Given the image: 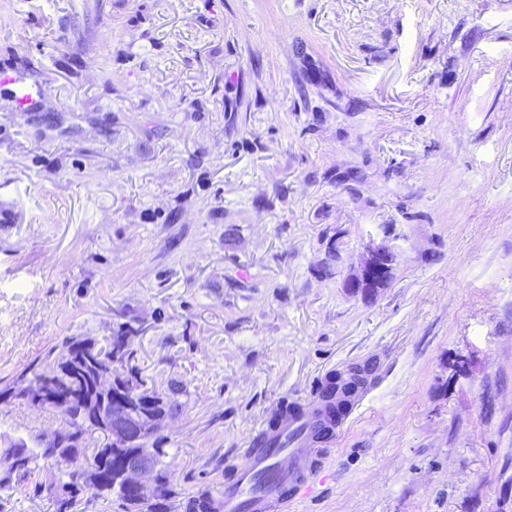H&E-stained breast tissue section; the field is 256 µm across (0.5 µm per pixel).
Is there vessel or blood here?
I'll return each instance as SVG.
<instances>
[{
    "label": "vessel or blood",
    "instance_id": "1",
    "mask_svg": "<svg viewBox=\"0 0 512 512\" xmlns=\"http://www.w3.org/2000/svg\"><path fill=\"white\" fill-rule=\"evenodd\" d=\"M276 423H265L241 451L234 477L214 498L216 512H288L311 491L321 471L326 442L321 430L340 429L327 416L319 395L278 408Z\"/></svg>",
    "mask_w": 512,
    "mask_h": 512
}]
</instances>
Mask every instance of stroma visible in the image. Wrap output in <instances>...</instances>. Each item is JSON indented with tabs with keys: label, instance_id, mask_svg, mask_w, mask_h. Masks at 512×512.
Returning a JSON list of instances; mask_svg holds the SVG:
<instances>
[{
	"label": "stroma",
	"instance_id": "1",
	"mask_svg": "<svg viewBox=\"0 0 512 512\" xmlns=\"http://www.w3.org/2000/svg\"><path fill=\"white\" fill-rule=\"evenodd\" d=\"M3 70L0 389L132 322L187 494L371 361L290 512H512V0H0ZM6 82L8 84H12L15 86V98L16 103L22 110H29L37 105L38 100L36 97L40 98L38 93H34L32 88L22 82L20 79L16 77H11L8 75L0 74V83ZM393 271L390 262V247L384 243H373L366 248L360 269L350 282L349 288L355 292H361L365 283H373L378 279L389 276Z\"/></svg>",
	"mask_w": 512,
	"mask_h": 512
}]
</instances>
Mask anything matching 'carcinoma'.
<instances>
[{
	"mask_svg": "<svg viewBox=\"0 0 512 512\" xmlns=\"http://www.w3.org/2000/svg\"><path fill=\"white\" fill-rule=\"evenodd\" d=\"M137 330L129 323H121L113 336L104 344L86 338L68 337L52 363L42 370L31 365L27 370L40 377L54 369L69 376L66 385L50 390L53 395L64 397V403L48 406L62 421L76 444L59 446L52 433L44 432L33 438V443L19 447L9 443L0 447V459L10 460L13 469L0 473V494L9 496L17 492H28L35 497H46L53 501L56 512H82V495L91 493L113 505L115 512H135V505L125 495L123 485L116 480L114 462L124 448L114 438L112 431L99 424L90 409L98 400L97 390L100 369L112 367L115 381L124 390L129 403L137 404L139 391L150 389L156 396L162 391L148 386L136 361L134 339ZM365 370L358 369L352 380L345 384L327 382V408L334 414L339 412L343 397L356 385L363 382ZM162 438L152 443L160 482L159 498L167 502L178 497L174 473L164 461L166 450L161 447ZM53 462L66 466L60 475L43 466ZM180 498V497H178ZM213 489L207 486L180 498L181 512H212Z\"/></svg>",
	"mask_w": 512,
	"mask_h": 512,
	"instance_id": "1",
	"label": "carcinoma"
}]
</instances>
